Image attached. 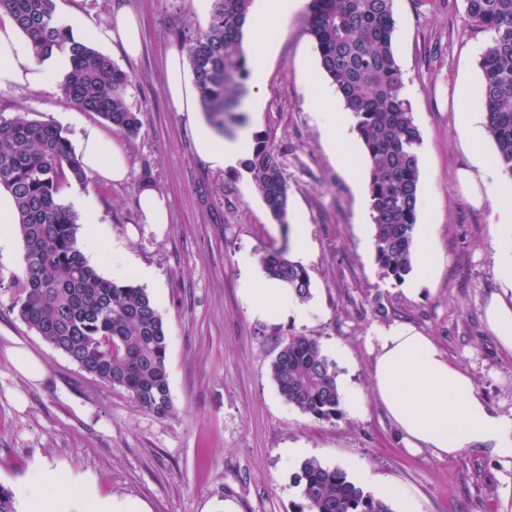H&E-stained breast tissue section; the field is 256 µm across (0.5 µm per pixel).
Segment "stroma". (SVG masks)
I'll use <instances>...</instances> for the list:
<instances>
[{"instance_id":"obj_1","label":"stroma","mask_w":512,"mask_h":512,"mask_svg":"<svg viewBox=\"0 0 512 512\" xmlns=\"http://www.w3.org/2000/svg\"><path fill=\"white\" fill-rule=\"evenodd\" d=\"M142 22L137 58L103 47L131 77L128 101L140 125L133 135L112 129L77 108L62 91L0 89V118L24 115L58 125L75 140L80 125L99 126L130 161L122 183L89 178L61 193L90 198L110 234L97 241L88 262L101 275L113 249L154 270L146 284L167 333L173 412L161 419L126 393L87 375L30 330L13 308L11 281L24 275L22 244L0 254V486L14 492L16 512H27L18 493L36 473L52 470L59 495L74 503L81 485L117 501L136 500L143 512H291L300 499L298 465L286 449L339 467L374 491L376 482L399 487L394 512H512V458L465 449L438 458L413 455L372 396V356L366 338L394 321L416 325L469 372L495 412H512V354L489 329L485 304L503 284L495 263L490 206L463 195L459 169L472 149L453 116L454 87L465 83L480 104L482 32L463 31V0H395L393 50L419 129L418 221L434 227L432 278L420 292L384 276L374 247L371 211L355 186L368 175L359 139L333 143L307 94L328 83L307 32V11L275 26L258 91L246 92L241 113L251 133L265 132L279 154L289 187L287 224L276 223L241 168L216 169L198 153L195 131L171 103L165 60L169 49L205 28L209 15L194 0H56L58 18L80 12L95 29L119 11ZM149 172L166 197L169 224L140 221L137 187ZM304 230L307 253L294 249ZM286 248L311 274L314 310L303 321L269 324L252 317L240 294L243 255L261 258ZM293 334L315 337L336 370L339 389L366 398V410L318 420L288 404L271 363ZM23 349L43 374L31 380L9 354Z\"/></svg>"}]
</instances>
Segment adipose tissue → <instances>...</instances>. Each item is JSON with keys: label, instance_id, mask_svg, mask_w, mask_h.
Returning a JSON list of instances; mask_svg holds the SVG:
<instances>
[{"label": "adipose tissue", "instance_id": "obj_1", "mask_svg": "<svg viewBox=\"0 0 512 512\" xmlns=\"http://www.w3.org/2000/svg\"><path fill=\"white\" fill-rule=\"evenodd\" d=\"M302 0H256L253 54L263 58L270 47L266 25L282 22L300 10ZM101 45L120 44L129 56L141 50V26L134 14H116L107 26L96 29ZM64 59H37L12 18L0 11V89L24 86L34 91L56 89ZM167 87L174 106L195 120L198 150L213 167L228 168L248 157L253 148L249 134L224 140L197 122L195 93L177 51L166 58ZM79 151L86 172L106 183L125 181L129 167L125 152L96 126H83ZM458 181L475 205L490 202L497 216L500 272L512 286V178L498 166L475 157L473 169L458 172ZM244 294L254 316L277 321L309 312L286 287L268 279H245ZM373 360V395L394 424L404 448L430 450L453 456L466 448L490 449L512 457V416L497 415L476 389L472 376L457 367L433 337L408 323L395 322L373 329L369 338Z\"/></svg>", "mask_w": 512, "mask_h": 512}]
</instances>
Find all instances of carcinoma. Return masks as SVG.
I'll return each mask as SVG.
<instances>
[{
	"label": "carcinoma",
	"instance_id": "cac0c4a2",
	"mask_svg": "<svg viewBox=\"0 0 512 512\" xmlns=\"http://www.w3.org/2000/svg\"><path fill=\"white\" fill-rule=\"evenodd\" d=\"M252 0H213L208 24L188 40L187 60L199 102L222 135L241 121L249 60L243 39ZM394 0H310L307 33L320 68L357 117L356 132L370 166L369 197L377 262L384 275L403 279L412 270L417 224L420 133L392 39ZM36 56L58 54L68 63L62 86L77 107L112 128L132 133L138 113L127 102L130 77L110 57L56 17L55 0H0ZM463 27L490 35L481 55L483 106L497 159L512 178V0H465ZM243 171L278 224L288 223L289 188L270 136L255 138ZM86 175L69 140L52 122L17 116L0 123V185L18 211L14 230L24 244L25 275L12 282L19 318L85 373L127 392L159 418L172 410L163 319L145 289L103 277L78 242L76 214L60 201L62 190ZM266 276L305 300L308 269L286 249L261 258ZM283 398L300 411L331 421L341 414L336 374L312 336L291 335L271 365ZM301 487L292 512H393L345 472L315 458L294 476Z\"/></svg>",
	"mask_w": 512,
	"mask_h": 512
}]
</instances>
